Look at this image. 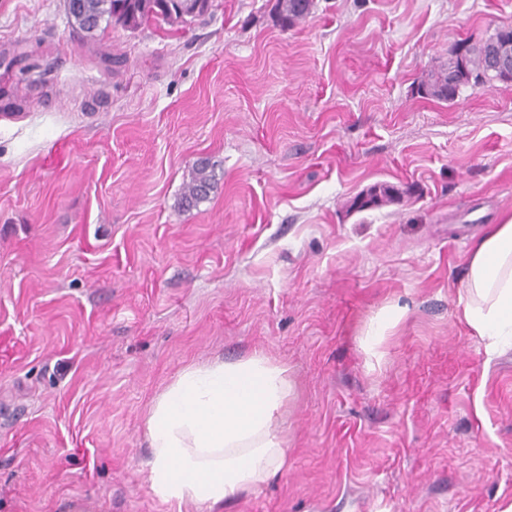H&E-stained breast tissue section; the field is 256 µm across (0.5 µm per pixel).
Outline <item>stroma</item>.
I'll return each mask as SVG.
<instances>
[{
  "mask_svg": "<svg viewBox=\"0 0 512 512\" xmlns=\"http://www.w3.org/2000/svg\"><path fill=\"white\" fill-rule=\"evenodd\" d=\"M272 3L89 39L0 0V512H199L151 491L145 415L254 353L296 385L288 459L221 512L512 506V350L457 320L512 217V83L413 92L512 0ZM384 183L414 192L359 208ZM314 2V0H274L272 10L280 26L288 29L312 13ZM213 187L214 181L212 175L209 174L208 166L203 163L198 164L193 170L191 181L183 194L182 205L188 208L196 206L208 198Z\"/></svg>",
  "mask_w": 512,
  "mask_h": 512,
  "instance_id": "35a3bbf8",
  "label": "stroma"
}]
</instances>
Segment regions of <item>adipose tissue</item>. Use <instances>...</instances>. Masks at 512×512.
I'll return each mask as SVG.
<instances>
[{"instance_id":"ef3b65f1","label":"adipose tissue","mask_w":512,"mask_h":512,"mask_svg":"<svg viewBox=\"0 0 512 512\" xmlns=\"http://www.w3.org/2000/svg\"><path fill=\"white\" fill-rule=\"evenodd\" d=\"M459 303L488 354L512 347V218L473 249ZM294 392L287 367L261 355L184 368L147 413L154 494L215 512L275 474L288 457L277 424Z\"/></svg>"}]
</instances>
